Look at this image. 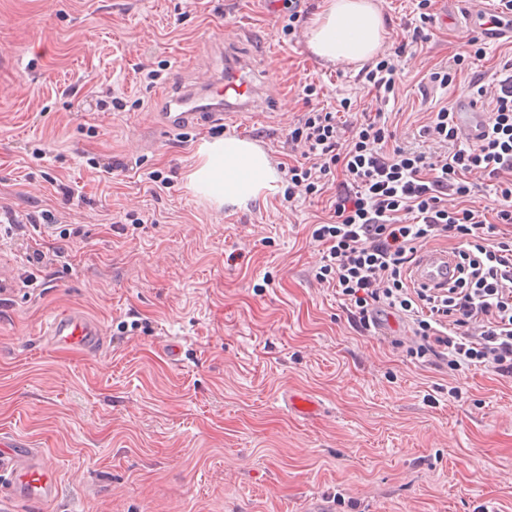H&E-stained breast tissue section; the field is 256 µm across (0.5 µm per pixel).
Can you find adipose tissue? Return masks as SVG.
<instances>
[{"label":"adipose tissue","mask_w":512,"mask_h":512,"mask_svg":"<svg viewBox=\"0 0 512 512\" xmlns=\"http://www.w3.org/2000/svg\"><path fill=\"white\" fill-rule=\"evenodd\" d=\"M386 21L375 0H320L303 31L309 52L323 64L359 65L383 50ZM281 175L274 159L251 141L219 137L204 142L189 186L215 208H244L274 195Z\"/></svg>","instance_id":"adipose-tissue-1"}]
</instances>
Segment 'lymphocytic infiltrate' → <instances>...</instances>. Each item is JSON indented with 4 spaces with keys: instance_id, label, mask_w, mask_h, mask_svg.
<instances>
[{
    "instance_id": "obj_1",
    "label": "lymphocytic infiltrate",
    "mask_w": 512,
    "mask_h": 512,
    "mask_svg": "<svg viewBox=\"0 0 512 512\" xmlns=\"http://www.w3.org/2000/svg\"><path fill=\"white\" fill-rule=\"evenodd\" d=\"M404 52L396 47L365 66L375 103H389ZM468 91L489 106L475 142L459 138L453 111L442 107L418 141L393 146L380 116L365 111L345 121L351 100L320 106L316 86L304 85L309 110L288 134L302 159L281 170L284 198L335 187L329 217L311 231L325 248L314 277L335 289L361 328L370 329L381 312H397L418 340L411 357L511 377L512 240L496 237L495 229L512 224V55L494 70L472 72ZM428 139L442 143L443 153L426 150ZM479 189L497 197L493 216L467 207ZM440 238L456 242L458 278L446 288L410 286L406 273L418 244Z\"/></svg>"
}]
</instances>
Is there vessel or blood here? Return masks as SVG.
<instances>
[{
  "label": "vessel or blood",
  "mask_w": 512,
  "mask_h": 512,
  "mask_svg": "<svg viewBox=\"0 0 512 512\" xmlns=\"http://www.w3.org/2000/svg\"><path fill=\"white\" fill-rule=\"evenodd\" d=\"M474 23L487 39L512 37V23L499 13H482ZM249 67V62L241 60L223 73L199 77L193 85L180 89L172 98L173 111L161 116L165 127L177 129L220 117L237 123L277 105L279 89L274 77L256 82L248 73ZM454 113L461 137L469 142L476 141L485 124L479 101L471 96H461L455 101ZM456 273L454 257L438 250L421 252L410 269L414 283L425 288L447 287ZM46 331L54 343L85 352L98 351L103 345L99 323L75 310L51 314ZM4 465L11 468L8 487L12 498L27 501L54 498L57 481L50 462H32L20 453L0 452V467Z\"/></svg>",
  "instance_id": "1"
}]
</instances>
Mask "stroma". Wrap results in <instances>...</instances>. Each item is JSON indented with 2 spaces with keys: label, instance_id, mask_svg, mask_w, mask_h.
Instances as JSON below:
<instances>
[{
  "label": "stroma",
  "instance_id": "35a3bbf8",
  "mask_svg": "<svg viewBox=\"0 0 512 512\" xmlns=\"http://www.w3.org/2000/svg\"><path fill=\"white\" fill-rule=\"evenodd\" d=\"M492 5L470 0L468 13ZM414 7L382 10L385 51L407 47L384 109L400 144L466 94L463 74L419 88L480 35L461 13L410 46ZM281 8L0 0V205L56 218L0 237L15 287L0 302V434L51 462L58 480L53 500L14 512H305L312 497L330 512H512V376L410 357L404 322L391 334L360 329L312 278L323 249L309 227L326 197L278 193L219 210L188 186L216 137L298 160L287 135L307 110L305 84L321 104L369 107L360 68L318 65L301 34H282ZM241 55L256 80L276 75L282 107L243 126L158 128L170 94ZM144 68L155 83L141 81ZM29 249L42 264L26 263ZM69 309L99 322V351L45 339L47 315ZM295 392L324 412L298 417L286 403Z\"/></svg>",
  "mask_w": 512,
  "mask_h": 512
}]
</instances>
